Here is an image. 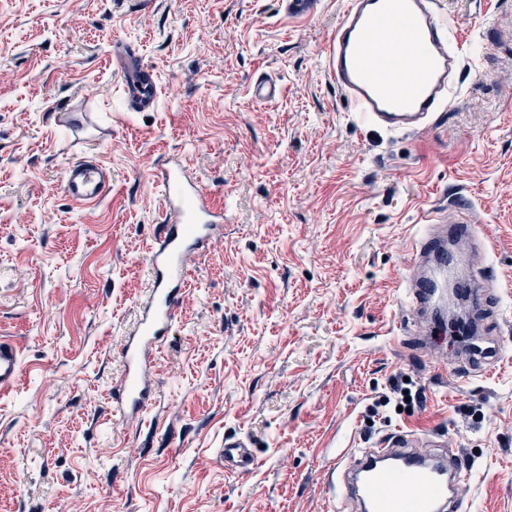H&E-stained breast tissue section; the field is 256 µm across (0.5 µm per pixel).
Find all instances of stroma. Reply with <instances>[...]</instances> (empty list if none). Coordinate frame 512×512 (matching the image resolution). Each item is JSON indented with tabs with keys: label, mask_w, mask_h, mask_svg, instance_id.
Segmentation results:
<instances>
[{
	"label": "stroma",
	"mask_w": 512,
	"mask_h": 512,
	"mask_svg": "<svg viewBox=\"0 0 512 512\" xmlns=\"http://www.w3.org/2000/svg\"><path fill=\"white\" fill-rule=\"evenodd\" d=\"M474 72L422 133L359 122L324 69L339 0H0V338L23 373L0 395V512H336L348 446L436 433L471 477L466 512H512V0H440ZM158 74V112L120 113L112 44ZM260 77L283 88L249 99ZM112 171L101 204L71 162ZM183 157L224 207L158 356L151 408L111 413L147 284L155 174ZM471 208L492 245L482 307L504 353L459 382L447 325L422 346L401 280L422 209ZM426 401L368 427L395 375ZM258 464L226 475L225 436ZM111 181L110 169L96 160L71 163L63 173L65 195L84 207L98 205L109 189Z\"/></svg>",
	"instance_id": "1"
}]
</instances>
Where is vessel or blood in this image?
Here are the masks:
<instances>
[{
	"label": "vessel or blood",
	"instance_id": "obj_1",
	"mask_svg": "<svg viewBox=\"0 0 512 512\" xmlns=\"http://www.w3.org/2000/svg\"><path fill=\"white\" fill-rule=\"evenodd\" d=\"M112 58L120 72L125 111H158L157 74L138 50L117 42ZM325 66L361 121L400 133L427 128L436 112L447 107L465 59L454 22L442 13L438 0H344L325 50ZM250 92L252 102L271 103L282 89L259 79ZM111 181L110 169L92 160L71 163L63 173L65 195L85 207L98 205ZM155 184L160 208L145 255L149 286L120 346L123 370L112 387V410L124 417L151 403L156 358L183 304L189 268L224 230L223 207L182 162L161 169ZM421 221L430 233L410 246L405 295L412 310L431 297L435 278L424 271L427 256L444 258L442 244L448 236L475 239L471 213L451 218L429 208ZM21 372L17 347L0 340L1 395L13 390ZM421 442V437L402 432L378 446L351 449L340 466L341 496L369 512H460L453 486L465 477V466L452 455L437 458L436 468L425 467ZM217 454L232 475L246 474L256 465L246 438H225Z\"/></svg>",
	"mask_w": 512,
	"mask_h": 512
}]
</instances>
